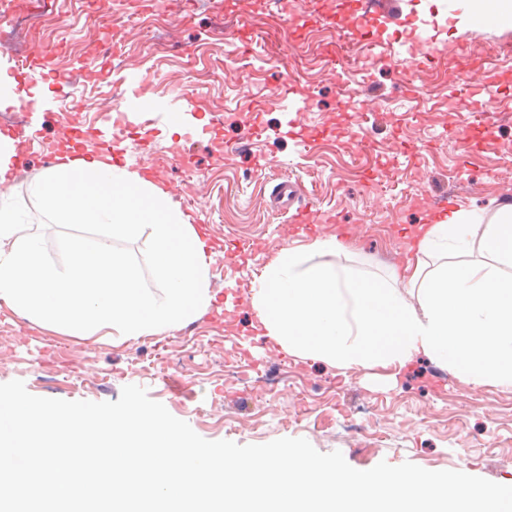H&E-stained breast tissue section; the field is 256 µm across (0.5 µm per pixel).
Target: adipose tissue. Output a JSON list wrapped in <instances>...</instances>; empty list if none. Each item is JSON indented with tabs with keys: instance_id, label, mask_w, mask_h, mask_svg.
I'll return each mask as SVG.
<instances>
[{
	"instance_id": "adipose-tissue-1",
	"label": "adipose tissue",
	"mask_w": 512,
	"mask_h": 512,
	"mask_svg": "<svg viewBox=\"0 0 512 512\" xmlns=\"http://www.w3.org/2000/svg\"><path fill=\"white\" fill-rule=\"evenodd\" d=\"M60 224L99 228L62 239L70 257L48 261L40 240L19 235L17 210L0 200V309L77 341L121 344L200 319L215 295L211 257L163 184L93 156L62 152L31 186ZM459 207L422 227L403 270L365 278L336 268L335 238L282 250L256 279L252 306L265 334L289 355L392 382L423 356L475 388L512 389V203L481 237ZM147 237L161 292L144 288L115 237ZM484 260L473 259V252Z\"/></svg>"
}]
</instances>
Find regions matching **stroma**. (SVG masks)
<instances>
[{
	"mask_svg": "<svg viewBox=\"0 0 512 512\" xmlns=\"http://www.w3.org/2000/svg\"><path fill=\"white\" fill-rule=\"evenodd\" d=\"M351 2L304 0L301 7L285 10L269 0H206L186 16L178 0H147V7L167 8L172 27L165 49L151 54L149 41L128 35L124 80L115 90L124 92L126 80L161 63L160 78L147 81L140 93L162 106L129 113V125L116 143L131 169L160 170L176 206L205 227L217 247L211 288L218 302L190 323L189 335L174 331L117 346L71 344L7 312L4 320L13 335L0 344V383L20 380L39 397L93 402L118 400L124 386L135 384L210 441L248 445L303 438L319 452L341 451L360 471L382 461H408L430 471L456 470L512 485V467L501 464L503 456L512 455V392L470 389L424 357L399 375L396 387H370L361 374L344 375L325 363L279 352L259 331L250 288L280 250L333 235L340 244L333 263L365 276H383L405 262L408 243L434 202L446 198L475 211L480 221L473 232L478 235L497 202L512 199V82L501 78L512 66L482 56L488 44L512 42V27L463 20L465 0H394L389 13L377 20L379 32L389 37L419 27L438 48L414 70L419 94L413 97L402 86L405 49L399 45L360 75L322 70L321 58ZM256 26L271 32V53L255 60L251 69L220 72L183 103V120L210 130L184 141L173 132L166 107L171 82L184 78L180 60H234ZM110 37V27H101L66 59L62 84L49 85L41 112L30 118L42 148L0 187L22 217L21 234L38 235L45 257L60 266L69 261L59 247L61 239L82 229L53 223L30 186L55 162L65 128L50 115L60 106L68 107L90 143L110 128L107 115L92 116L96 89L86 81ZM443 65L476 89L478 102L492 103L487 130L470 128L467 113L449 111L447 85L426 83L425 72ZM297 75L314 93L301 111L288 112L281 96ZM250 94L261 104L255 118L243 109ZM342 97L353 100L354 109L338 111ZM292 121L298 131L291 135L287 126ZM177 143L184 157L173 162L169 152ZM357 152L368 162L349 168L346 159ZM289 177L303 184V204L312 213L331 214L332 222L300 230L291 214L273 208L275 185ZM384 184L409 189L392 218L379 195ZM366 218L389 221L385 237L362 233ZM256 240L264 242V251L241 269L226 267L221 245ZM243 355L257 362L267 381L286 372L313 393L305 422L292 423L289 390L268 399L259 383L225 376V364ZM421 409L431 414L428 424L414 422ZM460 420L465 423L461 430L456 427ZM378 435L383 438L379 444L374 441Z\"/></svg>",
	"mask_w": 512,
	"mask_h": 512,
	"instance_id": "1",
	"label": "stroma"
}]
</instances>
